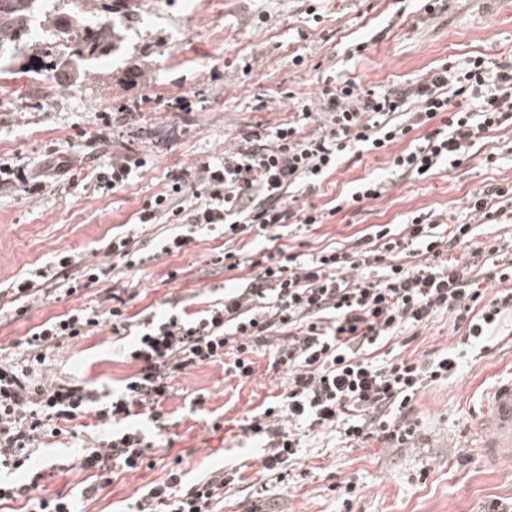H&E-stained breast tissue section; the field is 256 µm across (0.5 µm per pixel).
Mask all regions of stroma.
<instances>
[{
	"mask_svg": "<svg viewBox=\"0 0 512 512\" xmlns=\"http://www.w3.org/2000/svg\"><path fill=\"white\" fill-rule=\"evenodd\" d=\"M116 10L122 17L119 49L79 62L71 78L24 72L29 56L44 57L59 32L55 22L75 13L93 20ZM39 34L21 42L15 58L0 60V162L32 172L40 188L0 184V288L34 264L60 253L78 261L95 259L109 268L105 245L136 229L140 240L164 236V224H137L143 202L163 191L166 176L220 156L233 137L257 122L286 119L289 96L315 97L322 79L338 73L365 86H404L443 62L459 64L481 54L496 60L512 54V0H442L433 15L415 11L414 0H49ZM364 42L349 56L350 40ZM302 65H294V55ZM188 95L191 112L173 108ZM112 115L105 138H97V113ZM512 127L493 132L486 148H500L495 165L474 154L458 167L424 180L395 174L390 151L341 162L319 191L302 195L324 206L373 176L389 190L332 217L300 237H283L292 252L333 244L348 249L356 232L374 224H400L421 208L448 219L468 216L478 191L512 185ZM135 150L152 167L132 184L97 191L96 166ZM66 162L67 173L48 168ZM222 230L199 231L180 253L164 255L90 288L36 302L20 316L0 315V357L46 318L90 305L97 292L127 298L131 312L163 315L208 309L223 301ZM453 320L441 315L412 340L397 337L396 358L426 359L460 346ZM135 367L112 344L110 323L94 336L61 344L47 355L48 379L83 378L119 388ZM512 377V320L497 328L486 350H469L458 376L424 388L412 401L417 433L402 448L372 440L351 447L334 429H302L300 449L285 479L262 471V442L245 434L242 419L282 389L287 372L272 368L270 355L257 357L246 380L227 376L222 365H206L174 378L162 409L173 423V445L160 462L124 474L82 512H131L143 486L161 481L166 466L180 460L188 479L218 469L239 468L227 486L223 512H485L493 500H512V468L485 464L471 446L483 392ZM220 430H213V422ZM80 441L42 448L37 459L50 467L43 492L79 488L86 477L77 466ZM357 493L344 506L340 486Z\"/></svg>",
	"mask_w": 512,
	"mask_h": 512,
	"instance_id": "1",
	"label": "stroma"
}]
</instances>
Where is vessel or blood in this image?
Returning a JSON list of instances; mask_svg holds the SVG:
<instances>
[{
  "mask_svg": "<svg viewBox=\"0 0 512 512\" xmlns=\"http://www.w3.org/2000/svg\"><path fill=\"white\" fill-rule=\"evenodd\" d=\"M477 446L486 463L512 466V379L487 391L477 418Z\"/></svg>",
  "mask_w": 512,
  "mask_h": 512,
  "instance_id": "obj_1",
  "label": "vessel or blood"
}]
</instances>
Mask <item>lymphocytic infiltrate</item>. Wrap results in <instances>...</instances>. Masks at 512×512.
<instances>
[{
  "mask_svg": "<svg viewBox=\"0 0 512 512\" xmlns=\"http://www.w3.org/2000/svg\"><path fill=\"white\" fill-rule=\"evenodd\" d=\"M291 108L288 121L256 123L235 137L223 157L174 176L167 191L144 203L139 223H175L178 231L152 247L130 232L106 247L130 271L156 255L180 252L204 229L222 227L228 242L251 232L263 246L228 250L223 257L225 272L251 270L245 287L229 289L204 315L148 316L139 330L125 300L116 299L109 310L112 334L131 339L128 359L137 370L108 401L81 379L47 385L33 377L49 349L97 332L99 315L92 308L45 320L22 337L16 358L0 361V468L27 471L25 482L0 483V506L21 501L27 512H76L72 494L38 495L44 474L27 467L34 448L48 438L75 436L89 424L110 428L78 462L87 473L80 496L93 498L156 453L158 437L168 430L162 404L177 374L220 362L227 373L251 377L254 355L271 342L288 380L245 426L265 441L264 471L279 473L295 458L293 427L301 422L340 429L350 443L374 438L403 447L416 433L408 417L413 398L453 377L460 358L449 352L382 363L374 353L402 330L422 329L441 314L453 317L473 341L512 316V289L491 298L484 291L488 284L512 282V258L490 262L499 246L474 248L475 226L466 221L445 229L427 211L397 231L371 225L347 251L327 246L291 254L279 245L289 229H314L343 208L386 193L383 181L364 177L332 207L296 206V191L319 189L340 159L390 147L396 173L424 180L469 159L486 133L511 126L512 58L493 62L475 55L459 66L443 64L403 90L332 79L316 100L296 97ZM414 131L417 142L403 146ZM146 165L142 156L125 155L103 165L97 186L126 187ZM73 263L64 255L29 268L0 297L46 301L50 282L61 281L70 295L81 282H99L94 266L67 277ZM131 417L151 422L152 433L127 426ZM230 483L227 475L213 474L188 485L173 467L166 479L145 486L136 512H218Z\"/></svg>",
  "mask_w": 512,
  "mask_h": 512,
  "instance_id": "f902f5d3",
  "label": "lymphocytic infiltrate"
}]
</instances>
